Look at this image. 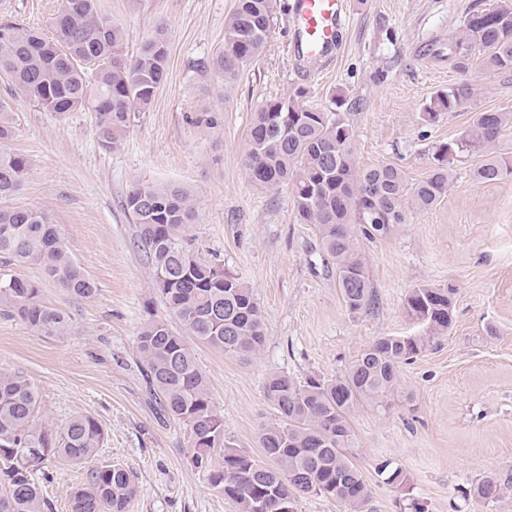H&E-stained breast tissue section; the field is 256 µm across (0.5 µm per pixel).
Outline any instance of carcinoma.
<instances>
[{
  "instance_id": "cac0c4a2",
  "label": "carcinoma",
  "mask_w": 512,
  "mask_h": 512,
  "mask_svg": "<svg viewBox=\"0 0 512 512\" xmlns=\"http://www.w3.org/2000/svg\"><path fill=\"white\" fill-rule=\"evenodd\" d=\"M277 0H236L225 19L224 51L216 66L231 79L265 48ZM52 34L17 20L0 19V71L27 99L49 112L96 113V136L115 149L128 131L131 112L147 108L167 78L169 44L156 29L139 52L124 53L125 32L98 14L95 0H62L52 18ZM465 62L477 57L491 71H512V0L473 12L450 48ZM297 88L254 113L245 151L250 181L265 190L291 189L292 205L305 224L320 234L323 251L336 268L343 301L352 313L375 308L363 241L388 235L412 210H428L447 194L452 174L444 160L459 152L480 154L473 171L478 183L512 176V154L502 151L512 139V113L474 111L461 135L440 146L438 165L418 182L392 164L359 170L355 134L342 119L308 106ZM473 88L460 81L433 97L423 120L465 111ZM14 131L10 108L0 104V263L36 262L44 276L70 296L88 298L95 282L74 261L49 216L14 206L29 160L6 148ZM126 209L152 273V284L166 309L183 326L154 314L141 327L137 352L149 395L161 415L185 426L187 453L210 486L233 500L238 512H296L300 495L332 497L351 512H364L371 490L352 460L357 441L352 415L361 406L387 405L398 386V368L427 351L448 333L456 289L421 284L405 299V312L424 333L381 336L334 379L286 374L270 377L267 397L278 418L260 434V447L275 461L270 467L234 449L224 437V416L213 408L210 385L187 337L239 359L257 357L265 324L248 286L224 267L195 257L182 243L181 229L197 218L196 200L181 187L136 183ZM0 311L54 336L72 330L63 310L48 306L35 281L0 277ZM36 385L23 373L0 370V512H48L39 480H49L47 463H90L104 441V430L88 415L62 427L37 422ZM224 449L213 462L215 449ZM137 492L132 473L120 464L93 465L87 486L75 491L70 512H126ZM512 493V469L477 480L473 496L495 502Z\"/></svg>"
}]
</instances>
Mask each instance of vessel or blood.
<instances>
[{"label":"vessel or blood","mask_w":512,"mask_h":512,"mask_svg":"<svg viewBox=\"0 0 512 512\" xmlns=\"http://www.w3.org/2000/svg\"><path fill=\"white\" fill-rule=\"evenodd\" d=\"M343 0H294L292 24L299 56L320 61L336 49Z\"/></svg>","instance_id":"obj_1"}]
</instances>
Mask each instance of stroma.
<instances>
[{
  "label": "stroma",
  "mask_w": 512,
  "mask_h": 512,
  "mask_svg": "<svg viewBox=\"0 0 512 512\" xmlns=\"http://www.w3.org/2000/svg\"><path fill=\"white\" fill-rule=\"evenodd\" d=\"M293 2L279 0L263 53L228 83L213 62L235 0H96L99 14L125 29L128 53L157 27L169 38L167 78L151 105L132 113L114 150L100 145L95 113L47 111L0 72V102L10 105L14 126L8 147L30 162L13 203L45 211L97 285L94 296L76 299L44 279L40 265L10 267L40 282L44 302L65 310L73 330L49 336L1 313L0 370L35 382L38 421L57 427L86 414L101 424L98 461L135 477L127 512H238L187 461L184 427L158 414L137 366L142 325L167 311L124 200L142 181L181 186L198 205L185 245L238 275L265 322L255 359L194 346L235 449L265 458L260 433L277 416L265 391L271 375H343L376 338L421 333L404 310L411 288L449 285L456 295L448 334L401 365L390 405L363 406L351 419L355 461L371 488L367 510L403 512L410 496L429 512H512V494L491 505L465 496L487 473L512 468V177L480 184L472 178L478 154L450 158L453 182L439 204L364 242L377 303L353 313L317 228L301 223L288 188L254 186L244 165L254 112L301 87L311 107L351 126L357 167L387 163L409 181L425 178L436 147L456 139L470 118L459 112L424 122L431 97L465 81L476 91L473 109L512 113V72L473 61L462 68L448 52L461 17L490 0H344L343 45L323 71L295 55ZM61 4L0 0V15L45 28ZM384 461L404 470L406 487L378 474ZM53 471L44 496L53 512H70L87 470L57 464Z\"/></svg>",
  "instance_id": "35a3bbf8"
}]
</instances>
